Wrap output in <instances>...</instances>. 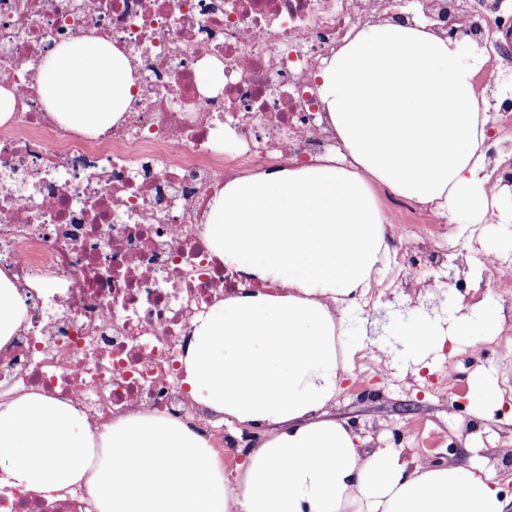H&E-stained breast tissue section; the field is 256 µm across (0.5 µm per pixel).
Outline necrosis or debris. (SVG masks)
<instances>
[{
	"mask_svg": "<svg viewBox=\"0 0 512 512\" xmlns=\"http://www.w3.org/2000/svg\"><path fill=\"white\" fill-rule=\"evenodd\" d=\"M504 0H420L434 29L481 24L494 65ZM402 0H0V269L25 293L0 348V398L40 390L80 403L91 424L132 411L185 422L224 449L179 385L183 340L201 309L257 281L221 263L204 214L233 167L305 162L335 139L314 73ZM93 34L132 56L141 88L123 120L92 137L59 127L35 91L36 62ZM224 85L202 92L199 69ZM241 147L226 165L218 136ZM0 512H96L86 488L49 500L0 481Z\"/></svg>",
	"mask_w": 512,
	"mask_h": 512,
	"instance_id": "1",
	"label": "necrosis or debris"
}]
</instances>
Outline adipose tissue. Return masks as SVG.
<instances>
[{
	"instance_id": "obj_1",
	"label": "adipose tissue",
	"mask_w": 512,
	"mask_h": 512,
	"mask_svg": "<svg viewBox=\"0 0 512 512\" xmlns=\"http://www.w3.org/2000/svg\"><path fill=\"white\" fill-rule=\"evenodd\" d=\"M487 63L475 42L427 20L356 29L314 75L336 153L228 179L210 201V246L261 284L197 315L181 358L188 399L260 435L234 480L184 423L134 412L97 428L72 402L34 391L0 401V473L50 499L86 487L97 512H506L481 466L366 447L329 412L367 347L342 334L384 244L373 184L473 224L493 209L512 219V187L491 185L482 151L489 106L475 77ZM36 92L62 127L97 135L138 85L129 55L87 35L43 58ZM23 311L0 270V347ZM477 315L496 335L498 314L477 304L447 332L404 324V362L465 336Z\"/></svg>"
}]
</instances>
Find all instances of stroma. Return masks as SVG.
Wrapping results in <instances>:
<instances>
[{
    "mask_svg": "<svg viewBox=\"0 0 512 512\" xmlns=\"http://www.w3.org/2000/svg\"><path fill=\"white\" fill-rule=\"evenodd\" d=\"M463 248L512 255V223L472 224L452 220ZM406 272L393 265L391 248H383L379 271L367 290L369 305L351 302L345 313V335L356 339L368 331L369 346L355 361L364 383L346 380L332 414L350 423L367 447L402 449L405 457L422 454L455 458L465 466L480 464L502 497L512 502V354L502 352L499 338L484 336L480 328L439 352L429 353L421 368L400 358L399 328L412 320L450 325L459 307L475 302L489 311H502L498 286L484 283L479 269L468 270L464 285L449 272L442 288L422 294L407 307L401 279ZM491 378L501 393L499 404L478 413L473 402L477 375ZM369 396H359V388Z\"/></svg>",
    "mask_w": 512,
    "mask_h": 512,
    "instance_id": "1",
    "label": "stroma"
}]
</instances>
